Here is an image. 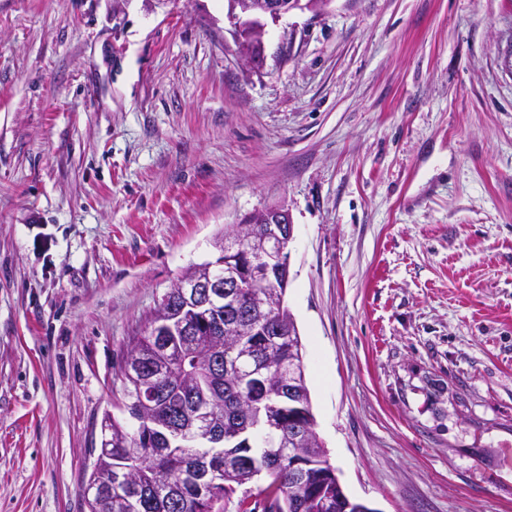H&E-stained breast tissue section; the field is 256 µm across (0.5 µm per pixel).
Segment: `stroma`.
<instances>
[{"instance_id": "stroma-1", "label": "stroma", "mask_w": 512, "mask_h": 512, "mask_svg": "<svg viewBox=\"0 0 512 512\" xmlns=\"http://www.w3.org/2000/svg\"><path fill=\"white\" fill-rule=\"evenodd\" d=\"M0 0V512H89L129 341L288 206L316 431L378 512H512V0ZM333 0H225L224 18L236 45L238 57L252 71L265 61L267 20L279 21L292 11L321 14Z\"/></svg>"}]
</instances>
